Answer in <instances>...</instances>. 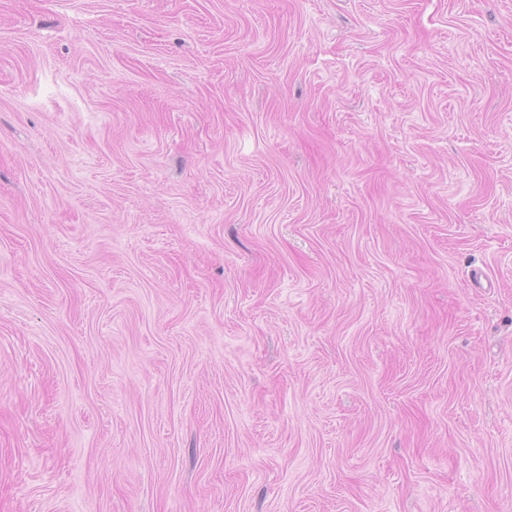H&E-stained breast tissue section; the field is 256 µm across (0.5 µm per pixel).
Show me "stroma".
<instances>
[{"label": "stroma", "instance_id": "stroma-1", "mask_svg": "<svg viewBox=\"0 0 512 512\" xmlns=\"http://www.w3.org/2000/svg\"><path fill=\"white\" fill-rule=\"evenodd\" d=\"M0 512H512V0H0Z\"/></svg>", "mask_w": 512, "mask_h": 512}]
</instances>
